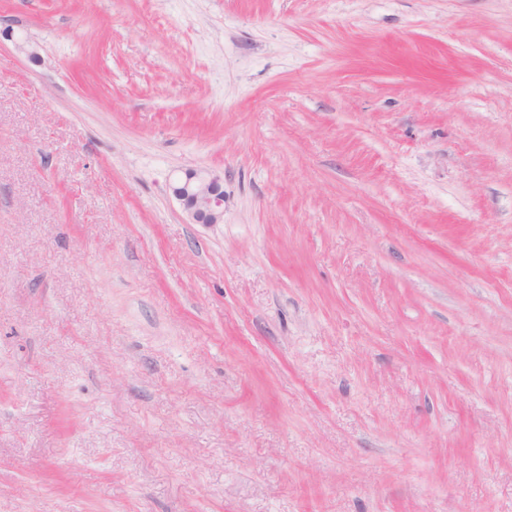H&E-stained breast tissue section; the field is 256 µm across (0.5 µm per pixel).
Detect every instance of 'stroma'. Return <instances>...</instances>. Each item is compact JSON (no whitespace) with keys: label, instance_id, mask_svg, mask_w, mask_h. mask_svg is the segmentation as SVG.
I'll return each mask as SVG.
<instances>
[{"label":"stroma","instance_id":"stroma-1","mask_svg":"<svg viewBox=\"0 0 512 512\" xmlns=\"http://www.w3.org/2000/svg\"><path fill=\"white\" fill-rule=\"evenodd\" d=\"M0 512H512V0H0ZM172 191L193 223L223 222L224 189L217 176L204 170H186L184 177L176 182Z\"/></svg>","mask_w":512,"mask_h":512}]
</instances>
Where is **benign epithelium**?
I'll list each match as a JSON object with an SVG mask.
<instances>
[{
	"label": "benign epithelium",
	"mask_w": 512,
	"mask_h": 512,
	"mask_svg": "<svg viewBox=\"0 0 512 512\" xmlns=\"http://www.w3.org/2000/svg\"><path fill=\"white\" fill-rule=\"evenodd\" d=\"M195 224H221L224 220V189L220 179L204 170H187L173 186Z\"/></svg>",
	"instance_id": "obj_1"
}]
</instances>
